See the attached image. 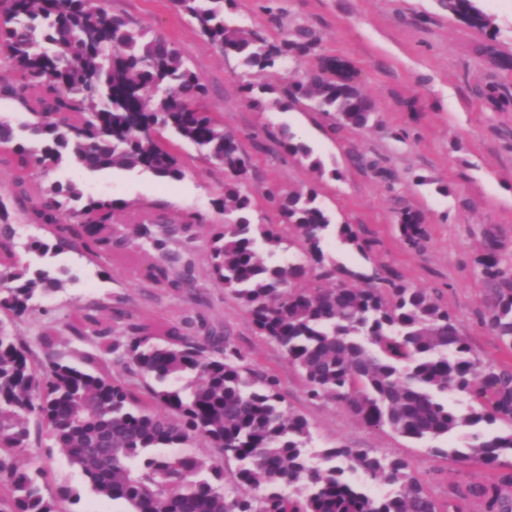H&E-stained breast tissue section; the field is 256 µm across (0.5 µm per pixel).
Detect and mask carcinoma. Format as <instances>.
Wrapping results in <instances>:
<instances>
[{
  "label": "carcinoma",
  "mask_w": 512,
  "mask_h": 512,
  "mask_svg": "<svg viewBox=\"0 0 512 512\" xmlns=\"http://www.w3.org/2000/svg\"><path fill=\"white\" fill-rule=\"evenodd\" d=\"M0 59L15 81L0 83L33 121L19 126L0 118V157L11 177L0 197V512H70L77 490L65 485L46 496L47 470L22 468L29 448V418L86 479L101 499L122 501L131 512H512V413L487 396L486 383L512 385V365L484 363L437 288H418L395 270L361 288L367 275L326 262L332 234L366 254L371 241L349 224H335L317 188L275 187L268 201L293 227L317 279L303 288L307 267L267 260L284 242L276 224H256V205L243 189L250 160L237 136L202 111L206 87L181 51L138 23L109 15L99 0H0ZM236 0H173L225 57L264 72L300 63L319 36L301 27L268 40L233 16ZM456 18L497 36L479 0H439ZM245 95L259 110L266 96L286 111L307 101L331 115L339 129H366L377 107L358 85L311 70L288 86L248 84ZM40 137L39 146L22 133ZM208 152L230 173L224 183L229 222L204 231L208 276L246 309L255 332L279 347L299 372L308 399L344 407L362 424L415 441L446 438L461 427L508 425L491 436L474 435L464 448L437 452L483 466L484 482L448 487L440 501L419 469L402 457L336 445L310 463L307 418L284 405L276 370L261 368L222 329L195 336L173 323L140 320L130 310L93 301L41 326L30 339L16 334L37 321L33 301L60 288L47 259L65 252L102 268L130 267L145 288L181 292L194 282L175 268L170 242L196 229L166 218L114 222L128 205L84 197L73 183L32 182L63 159L98 172L139 169L165 181L184 176L179 144ZM353 162L384 181L390 171L364 152ZM44 229L52 241L32 238L25 252L43 260L33 270L21 261L11 209ZM403 244L427 236L417 211L398 215ZM144 239L161 251L141 267L131 248ZM475 267L485 285L478 315L482 327L512 351V256L495 227L483 232ZM123 370L112 374V368ZM454 392L468 411L443 395ZM210 449L199 456L193 449ZM359 472L360 482L347 476ZM391 486L375 495L368 484Z\"/></svg>",
  "instance_id": "1"
}]
</instances>
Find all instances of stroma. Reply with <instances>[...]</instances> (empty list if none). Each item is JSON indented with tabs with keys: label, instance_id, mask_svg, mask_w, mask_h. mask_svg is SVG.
<instances>
[{
	"label": "stroma",
	"instance_id": "1",
	"mask_svg": "<svg viewBox=\"0 0 512 512\" xmlns=\"http://www.w3.org/2000/svg\"><path fill=\"white\" fill-rule=\"evenodd\" d=\"M100 5L174 43L202 77L207 93L201 109L222 119L252 158L245 187L257 204L255 223L281 221L266 199L271 186L316 187L334 223L354 225L374 242L365 257L328 238L324 251L329 259L368 273L389 267L413 286L440 289L443 303L463 325L476 353L487 361L501 359L496 336L478 323L484 285L474 272V260L488 224L499 228L512 251V102L492 104L478 98L475 90L507 81L495 60L512 55V0H481L498 30L493 40L448 14L438 0H279L281 10L274 15L266 12V0H237L239 18L267 38L300 27L314 29L320 38L318 49L301 66L268 72L248 71L225 58L172 0H101ZM336 57L349 59L359 70V84L377 106L376 126L340 130L332 117L305 104L285 112L273 106L260 111L244 96L245 84L281 88L299 78L303 69ZM286 131L310 149L311 159L320 160L322 171L311 167V159L284 152ZM356 146L383 159L396 176L394 186L351 165L348 154ZM181 154L185 175L178 181L136 170L89 174L67 162L47 176L76 183L95 198L121 200L145 211L163 209L196 224L223 223L219 201L227 173L193 146H183ZM335 169L340 178H331ZM47 176L38 168L29 172L35 182ZM403 206L425 218L428 237L420 249L407 248L398 237L397 211ZM174 250L189 264L195 290L145 288L131 269L105 271L88 259L64 253L55 262L70 270L72 282L37 298L35 306L53 317L96 300H122L149 322L177 323L188 317L195 333L211 326L227 330L252 360L277 370L286 406L310 423L312 450L343 443L404 457L420 467L440 496L449 486L484 481L486 471L480 464L443 453L450 446L463 447L469 430L435 443L415 442L367 427L340 405L310 403L302 378L279 348L255 335L242 304L206 278L205 237L182 241ZM24 459L47 468L50 486L78 489L80 499L72 512H126L125 503L98 498L48 442L32 443Z\"/></svg>",
	"mask_w": 512,
	"mask_h": 512
}]
</instances>
